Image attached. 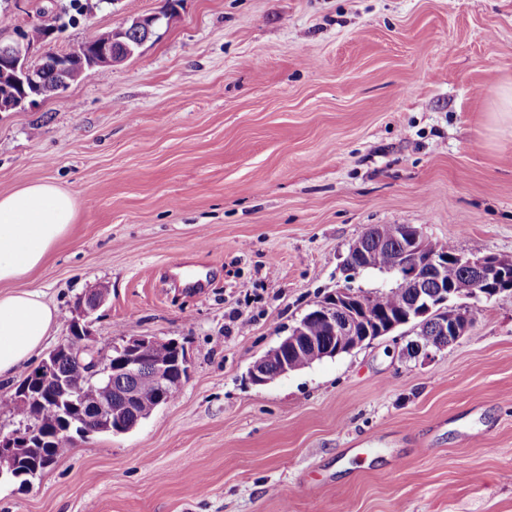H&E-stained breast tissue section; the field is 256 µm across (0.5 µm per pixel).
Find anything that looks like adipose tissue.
Segmentation results:
<instances>
[{
	"label": "adipose tissue",
	"mask_w": 512,
	"mask_h": 512,
	"mask_svg": "<svg viewBox=\"0 0 512 512\" xmlns=\"http://www.w3.org/2000/svg\"><path fill=\"white\" fill-rule=\"evenodd\" d=\"M77 216L72 195L49 180L0 195V283L26 277L67 235ZM56 310L35 288L0 292V381L41 348Z\"/></svg>",
	"instance_id": "obj_1"
}]
</instances>
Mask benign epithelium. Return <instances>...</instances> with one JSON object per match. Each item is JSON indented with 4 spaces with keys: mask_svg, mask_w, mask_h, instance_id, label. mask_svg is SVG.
Listing matches in <instances>:
<instances>
[{
    "mask_svg": "<svg viewBox=\"0 0 512 512\" xmlns=\"http://www.w3.org/2000/svg\"><path fill=\"white\" fill-rule=\"evenodd\" d=\"M179 18V7L169 8L158 14L132 18L123 26L110 30L103 39L92 46L77 47L66 53L52 48V38L34 40L26 30L18 33L17 39L0 45V112H11L39 98L56 94L69 84L71 75L79 70L90 77L101 70L114 66L141 53L146 42L158 35V31L173 24ZM35 88L33 97L19 96L14 91L17 85ZM376 238L375 228H369L356 240L342 261V270L348 283L336 288L313 303L308 320L300 321L288 336L264 356L256 359L249 368L251 381L264 385L291 371L288 352L305 349L316 358L329 354L349 353L354 349L388 336L398 328L411 324L419 326L418 319L433 314L435 330L440 335H465L468 321L476 312L478 303L489 301L501 294H512V258L487 253H459L455 256L459 264L475 274L469 299L465 305L462 295L441 281L442 270L448 264V254L436 249L427 238L423 227L416 224H401L395 235L402 248L398 265L394 269L399 287L416 295L415 306L399 319L376 323L371 328L367 323L369 307L366 291L351 285V281L362 271L377 267L380 250H370L366 242ZM106 291L92 297L86 295L75 304V317L71 321L79 331L83 351L91 354L89 375L99 386L100 397L89 410L79 404L78 389L70 386L57 372V361L62 354H75L72 339L56 346L35 367L28 377L42 383L43 390L30 394L22 389L12 394L8 401L18 407H27L38 401L43 406H52L61 418L62 426L54 431V438L74 441L92 434L126 433L133 429L128 411L138 406L144 393L133 391L126 395L125 404L112 403V380L118 373L135 375L150 367L154 380L151 400L158 408L167 403L168 396L181 390L189 377L190 365L185 346L176 338L161 340L154 336H133L112 347V354L101 357L95 352L94 336L90 330L91 316L104 303ZM318 320L330 330L333 343L315 340L307 332V321ZM163 342L175 353L168 363H154L151 353L154 346ZM279 360L280 372L266 371V363ZM30 432L23 429L8 434L0 433V482L17 478L14 467L16 451L29 442Z\"/></svg>",
    "mask_w": 512,
    "mask_h": 512,
    "instance_id": "benign-epithelium-1",
    "label": "benign epithelium"
}]
</instances>
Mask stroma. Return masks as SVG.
<instances>
[{
	"label": "stroma",
	"mask_w": 512,
	"mask_h": 512,
	"mask_svg": "<svg viewBox=\"0 0 512 512\" xmlns=\"http://www.w3.org/2000/svg\"><path fill=\"white\" fill-rule=\"evenodd\" d=\"M48 6L66 52L164 0H0V41ZM107 80L0 112V194L51 179L77 203L21 285L57 310L38 357L103 287V353L176 338L178 397L77 439L0 512H512V295L424 359L410 327L264 386L249 366L367 228L512 257V0H183ZM202 269V293L176 268ZM251 322L238 333L233 314Z\"/></svg>",
	"instance_id": "obj_1"
}]
</instances>
